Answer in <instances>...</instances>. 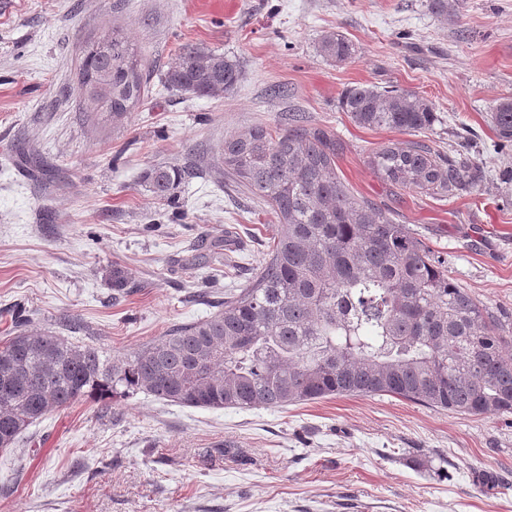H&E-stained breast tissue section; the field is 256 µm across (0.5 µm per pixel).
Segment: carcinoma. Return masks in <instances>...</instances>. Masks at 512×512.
<instances>
[{"label": "carcinoma", "mask_w": 512, "mask_h": 512, "mask_svg": "<svg viewBox=\"0 0 512 512\" xmlns=\"http://www.w3.org/2000/svg\"><path fill=\"white\" fill-rule=\"evenodd\" d=\"M429 7L453 23L463 0H429ZM320 53L342 64L356 49L332 32ZM146 71L123 30L91 42L78 71L86 112L122 123L147 91ZM242 78L237 61L187 44L165 84L215 97ZM339 104L363 128L415 133L437 121L429 100L403 89L358 84ZM491 120L512 141L511 99ZM339 153L335 133L295 112L274 132L257 126L224 139V175L276 219L260 271L207 318L123 358L18 320L15 334L0 341V449L61 407L134 392L195 408L386 394L451 413H512V342L407 225L349 190L336 171ZM368 163L384 181L431 196L475 186L473 166L417 140L380 145ZM185 177L176 166L152 165L140 180L170 203Z\"/></svg>", "instance_id": "1"}]
</instances>
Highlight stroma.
<instances>
[{"instance_id": "obj_1", "label": "stroma", "mask_w": 512, "mask_h": 512, "mask_svg": "<svg viewBox=\"0 0 512 512\" xmlns=\"http://www.w3.org/2000/svg\"><path fill=\"white\" fill-rule=\"evenodd\" d=\"M115 25L149 63L148 97L117 126L86 117L77 79L86 42ZM330 32L356 45L351 61L320 54ZM187 43L236 58L238 87L169 89ZM357 84L432 102L439 120L417 140L475 162L476 187L448 198L383 181L371 150L409 135L355 125L338 100ZM507 98L512 0H466L453 26L427 0H0V340L22 310L126 356L247 287L276 221L225 182L217 151L288 112L335 133L350 190L407 224L512 339V142L491 121ZM23 151L51 177L22 167ZM154 164L189 169L175 203L140 184ZM223 238L192 265L195 245ZM0 512H512V414L390 395L251 410L81 400L0 450Z\"/></svg>"}]
</instances>
